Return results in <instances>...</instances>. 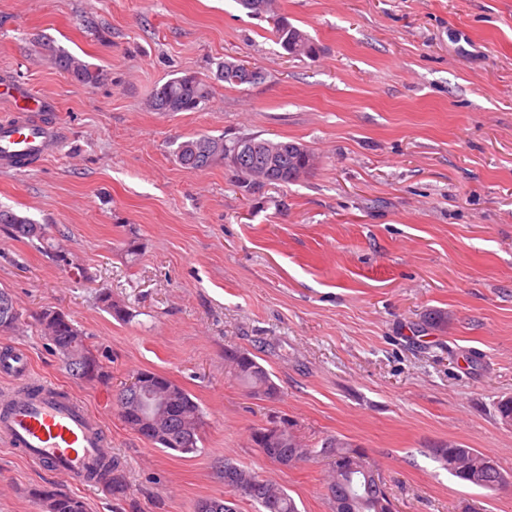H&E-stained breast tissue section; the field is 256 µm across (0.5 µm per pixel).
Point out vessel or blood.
<instances>
[{
  "mask_svg": "<svg viewBox=\"0 0 512 512\" xmlns=\"http://www.w3.org/2000/svg\"><path fill=\"white\" fill-rule=\"evenodd\" d=\"M0 169L38 166L58 140V122L43 114L51 105L16 82H0ZM15 386L0 393V439L48 472L67 474L82 487L98 486L111 454L99 419L78 397L56 383L33 377L26 358L10 362Z\"/></svg>",
  "mask_w": 512,
  "mask_h": 512,
  "instance_id": "obj_1",
  "label": "vessel or blood"
}]
</instances>
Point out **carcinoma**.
I'll return each mask as SVG.
<instances>
[{"label":"carcinoma","instance_id":"1","mask_svg":"<svg viewBox=\"0 0 512 512\" xmlns=\"http://www.w3.org/2000/svg\"><path fill=\"white\" fill-rule=\"evenodd\" d=\"M238 3L252 16L271 15L281 47L292 56H315L316 48L308 35L275 14L273 0H238ZM52 60L54 65L86 84L97 83L101 76V72L61 50L52 55ZM210 96L211 86L206 81L186 73L156 88L150 107L156 112H199ZM238 150L247 152L255 161L247 169L234 162L231 166L237 175L255 186L292 183L308 173L314 163L313 152L302 144L254 137L228 143L204 134L181 142L177 158L186 169L202 170L218 160H230ZM270 166L277 173L274 178L265 172ZM0 224L16 238L44 241L41 226L9 208L0 207ZM38 322L72 377L85 381L109 378L107 367L93 354L72 320L64 321L56 310L46 309L38 315ZM226 361L235 379L250 393L268 400L279 397V388L270 373L248 350L232 348L226 354ZM145 374L148 375L145 392L136 396L123 389L118 393L116 406L122 419L162 448L182 455L196 453L200 441V406L169 378L148 370ZM251 442L265 458L285 466L319 457L328 459L331 471L327 499L331 512H394L385 484L375 481L377 473L365 464V449L358 444L335 435L324 437L318 445L308 444L295 434L294 425L284 419L272 420L269 425L255 429ZM429 455L463 485L490 491L501 488L500 479L504 475L485 466V453L448 441L434 445ZM222 475L224 486L249 499L257 512H298L295 500L282 486L252 470L226 459ZM40 496L46 512H87L85 502L78 498L70 496L63 502L59 493L49 490L42 491ZM197 512H235V509L226 500L205 498L198 502Z\"/></svg>","mask_w":512,"mask_h":512}]
</instances>
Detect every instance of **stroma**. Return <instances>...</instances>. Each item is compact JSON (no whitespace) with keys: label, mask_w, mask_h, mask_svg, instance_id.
Returning <instances> with one entry per match:
<instances>
[{"label":"stroma","mask_w":512,"mask_h":512,"mask_svg":"<svg viewBox=\"0 0 512 512\" xmlns=\"http://www.w3.org/2000/svg\"><path fill=\"white\" fill-rule=\"evenodd\" d=\"M314 58L288 55L272 23L236 0H0V80L57 107L62 135L39 167L0 171V206L41 225L84 277L0 227V289L22 313L0 355L76 393L101 419L124 490L77 486L0 440V512H42L35 489L88 512H196L232 500V460L331 512L326 459L288 466L250 442L273 417L304 441L360 444L398 512H512V486L462 485L428 455L454 440L512 478V0H275ZM62 49L104 77L78 82ZM260 67L228 86L216 64ZM212 81L199 112H156L153 90ZM198 134L294 141L310 173L254 188L219 161L182 167ZM109 291L118 319L99 300ZM63 311L108 380L73 378L36 321ZM253 352L280 390L257 398L226 349ZM141 370L202 411L198 453L158 448L114 400Z\"/></svg>","instance_id":"35a3bbf8"}]
</instances>
